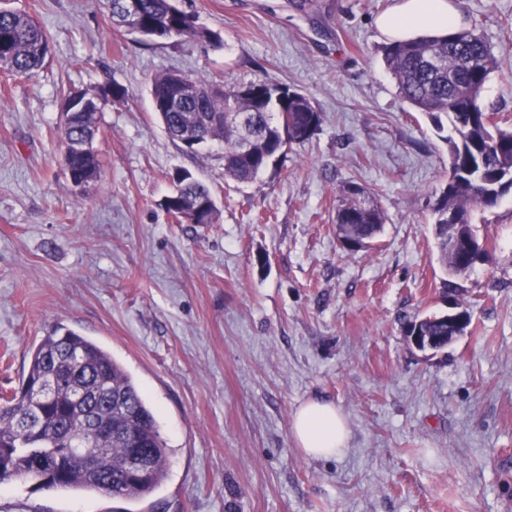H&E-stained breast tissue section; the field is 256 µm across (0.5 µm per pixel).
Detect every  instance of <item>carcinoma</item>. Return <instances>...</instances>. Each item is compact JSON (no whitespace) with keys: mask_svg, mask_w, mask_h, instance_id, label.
<instances>
[{"mask_svg":"<svg viewBox=\"0 0 512 512\" xmlns=\"http://www.w3.org/2000/svg\"><path fill=\"white\" fill-rule=\"evenodd\" d=\"M144 19L156 21L169 37L214 42L218 35L198 23L197 17L168 0H140ZM422 34L383 47L386 65L400 97L438 124L440 115L451 120L453 134L448 144V179L432 194L429 223L440 262L449 274L459 272L460 253L448 248V214L460 217L461 233L474 238V210L491 207L503 176L512 173V129L502 128L494 110L487 108L482 92L497 69L491 47L481 37L467 32ZM50 54L46 30L27 13L0 8V72L27 75L41 69ZM254 96L245 97L237 86H220L200 77L177 71L156 76L151 94L156 111L163 113L169 138L183 128L184 118L197 113L219 115L231 102L250 113L246 125L221 123L207 129L210 140L224 142V176L239 184L252 182L276 162L286 147L307 141L321 124L320 112L310 99L290 86L260 78L251 82ZM179 105L164 110L172 93ZM89 101L122 103L127 91L117 84L95 92L79 91ZM93 107L67 123L60 124L64 144H83L100 133ZM74 171L85 182L97 180L101 162L96 151L71 154ZM171 194L184 200L212 194L208 185L189 172H178ZM387 216L369 199L365 190L351 184L342 191L336 211L338 232L344 239L373 240ZM410 333L428 336L432 349L448 345L462 330L448 324V315L431 314L410 323ZM53 375L55 396L32 406V427L21 428L18 416L23 404L4 399L0 405V468L7 472L0 484L14 480L34 483L35 488L53 491H86L112 494L118 500H134L157 489L167 474L169 448L161 436L155 412L142 396L136 381L110 352L98 343L62 327L41 337L30 353L23 383H34ZM103 414L106 420L120 416L128 421L130 438L116 435L85 447L89 431L84 420ZM146 454L148 475L135 483L127 481L124 464L131 449ZM92 451L101 473L112 477V485L89 476L83 453Z\"/></svg>","mask_w":512,"mask_h":512,"instance_id":"1","label":"carcinoma"}]
</instances>
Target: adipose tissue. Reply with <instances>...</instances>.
I'll return each mask as SVG.
<instances>
[{"mask_svg":"<svg viewBox=\"0 0 512 512\" xmlns=\"http://www.w3.org/2000/svg\"><path fill=\"white\" fill-rule=\"evenodd\" d=\"M464 16L454 0H398L376 19L386 39H408L417 34L459 31ZM292 436L306 457L329 459L342 456L349 447L350 429L343 412L333 402L309 400L295 412Z\"/></svg>","mask_w":512,"mask_h":512,"instance_id":"obj_1","label":"adipose tissue"}]
</instances>
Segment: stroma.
Returning <instances> with one entry per match:
<instances>
[{
	"instance_id": "obj_1",
	"label": "stroma",
	"mask_w": 512,
	"mask_h": 512,
	"mask_svg": "<svg viewBox=\"0 0 512 512\" xmlns=\"http://www.w3.org/2000/svg\"><path fill=\"white\" fill-rule=\"evenodd\" d=\"M396 0H179L219 43L117 30L104 0H0L48 32L32 76L0 75V393L59 324L120 362L154 408L168 474L131 501L0 486V512H512V194L474 211L488 259L448 277L428 222L448 146L398 94L376 17ZM498 61L483 91L512 126V0H458ZM220 85L268 77L322 122L248 184L224 147L189 152L153 108L162 73ZM116 83L98 116L100 178L65 175L57 126L68 90ZM208 184L216 223L179 224L171 176ZM388 216L370 249L336 238L342 186ZM471 324L441 350L405 326L448 312ZM336 403L349 449L315 460L291 422Z\"/></svg>"
}]
</instances>
